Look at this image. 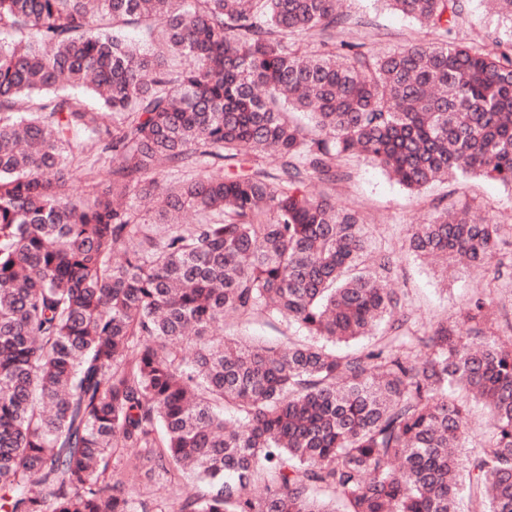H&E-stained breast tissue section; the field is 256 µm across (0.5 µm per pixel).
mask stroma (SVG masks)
<instances>
[{"label": "stroma", "instance_id": "obj_1", "mask_svg": "<svg viewBox=\"0 0 512 512\" xmlns=\"http://www.w3.org/2000/svg\"><path fill=\"white\" fill-rule=\"evenodd\" d=\"M355 6L382 29L384 37L377 42V49L393 50L406 39L427 36L426 31L402 14L375 8L372 0H356ZM456 195L475 200L477 216L503 222L512 220V193L498 183L482 181L461 185ZM350 196L370 213L374 242L396 248L400 270L394 285L408 291L417 317L427 322L444 314L449 320H462L468 294L484 284L481 272L462 266L445 271L417 258L403 246L409 225L428 223V209L419 205L380 168L366 161L358 162L351 170Z\"/></svg>", "mask_w": 512, "mask_h": 512}]
</instances>
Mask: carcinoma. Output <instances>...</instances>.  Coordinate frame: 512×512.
I'll list each match as a JSON object with an SVG mask.
<instances>
[{"label":"carcinoma","instance_id":"obj_1","mask_svg":"<svg viewBox=\"0 0 512 512\" xmlns=\"http://www.w3.org/2000/svg\"><path fill=\"white\" fill-rule=\"evenodd\" d=\"M378 2L433 41L348 42L363 22L336 0H0L7 512H163L126 490L142 470L204 487L179 512H462L464 488L472 512H512V224L442 196L407 229L500 283L464 332L420 323L396 252L340 202L362 159L420 200L512 190V41L465 37L470 0ZM92 144L107 183L90 171L77 197Z\"/></svg>","mask_w":512,"mask_h":512}]
</instances>
